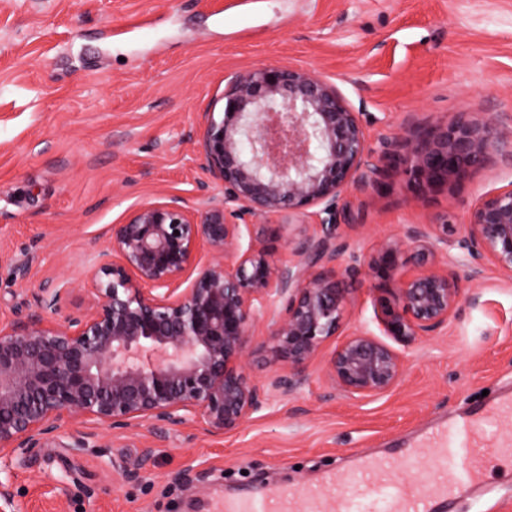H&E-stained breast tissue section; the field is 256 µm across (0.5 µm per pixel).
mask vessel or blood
<instances>
[{
	"mask_svg": "<svg viewBox=\"0 0 512 512\" xmlns=\"http://www.w3.org/2000/svg\"><path fill=\"white\" fill-rule=\"evenodd\" d=\"M492 419H512V396L462 411L452 423L429 429L397 456L365 458L360 469L345 475L347 491L340 498H333L331 488L304 486L227 501L218 512H325L329 500L334 512H434L438 502L468 493L486 459L512 456L511 436L485 437L484 426ZM403 465L414 473L407 489L394 477Z\"/></svg>",
	"mask_w": 512,
	"mask_h": 512,
	"instance_id": "1",
	"label": "vessel or blood"
}]
</instances>
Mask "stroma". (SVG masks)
<instances>
[{"label": "stroma", "mask_w": 512, "mask_h": 512, "mask_svg": "<svg viewBox=\"0 0 512 512\" xmlns=\"http://www.w3.org/2000/svg\"><path fill=\"white\" fill-rule=\"evenodd\" d=\"M263 63L335 86L373 150L488 117L512 142V0H0V321L35 313L44 281L70 282L63 314L91 306L96 254L138 205H222L200 151L205 115L223 110L232 74ZM383 180L337 200L345 254L369 259L377 238L410 224L461 236L474 204L512 184V161L492 157L420 197L396 169ZM352 301L342 333H379L367 279ZM268 344L258 321L246 370L261 386L288 372ZM335 346L322 347L304 386L268 397L238 430L176 426L147 457L146 427L102 428L84 448L0 458V482L15 512H215L258 483L276 493L336 474L512 382V283L486 266L442 332L404 349L403 381L387 394L335 392ZM189 466L200 476L173 481ZM466 509L512 512V457L487 466Z\"/></svg>", "instance_id": "1"}]
</instances>
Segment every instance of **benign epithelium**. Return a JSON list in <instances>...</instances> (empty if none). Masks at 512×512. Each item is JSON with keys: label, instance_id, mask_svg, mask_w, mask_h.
I'll list each match as a JSON object with an SVG mask.
<instances>
[{"label": "benign epithelium", "instance_id": "7a95c632", "mask_svg": "<svg viewBox=\"0 0 512 512\" xmlns=\"http://www.w3.org/2000/svg\"><path fill=\"white\" fill-rule=\"evenodd\" d=\"M492 125L447 123L375 157L357 113L312 70L261 64L234 74L221 115H206L201 141L224 205L191 210L171 197L137 206L97 253L91 307L46 319L72 288L43 282L38 312L0 324V457L55 444L76 423L148 421L155 438L193 419L212 434L238 428L261 404L245 372L253 324L266 320L271 355L288 362L267 392H293L350 311L348 279L373 282L375 318L393 342L408 347L440 331L485 262L512 279V185L474 205L458 240L446 224H411L378 238L368 261L354 257L346 266L336 200L353 187L380 189L388 167L417 196L446 188L498 149ZM315 206L318 221L288 242L296 259L275 258L258 236L242 245L247 218L300 217ZM201 244L209 259L186 285ZM407 248L416 259L409 271ZM455 248L463 258L452 256ZM404 373L401 353L361 330L336 346L327 367L332 388L355 398L390 392Z\"/></svg>", "mask_w": 512, "mask_h": 512}]
</instances>
